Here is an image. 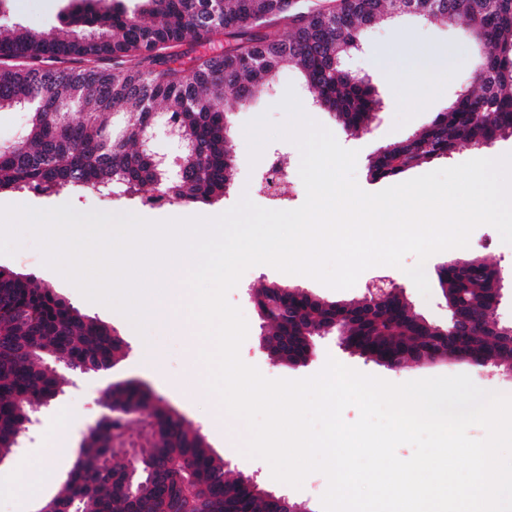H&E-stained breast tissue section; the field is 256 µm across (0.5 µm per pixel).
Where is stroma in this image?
I'll list each match as a JSON object with an SVG mask.
<instances>
[{
    "label": "stroma",
    "mask_w": 512,
    "mask_h": 512,
    "mask_svg": "<svg viewBox=\"0 0 512 512\" xmlns=\"http://www.w3.org/2000/svg\"><path fill=\"white\" fill-rule=\"evenodd\" d=\"M69 9L70 0H7L6 6L12 22L47 29L59 26ZM467 39L462 23H431L410 15L384 19L369 28L364 36L362 53L354 55L351 63L360 68L362 77L375 87L382 106L367 129L353 134L346 132L336 122L333 114L312 105L297 68L281 70L271 89L258 93L232 116L228 135L232 144L235 176L223 198L217 202L184 204L169 201L156 204L151 200L155 190L147 186L143 189L145 199L141 202L117 194L104 197L87 191L62 192L51 196L25 191L0 193V205L50 209L68 203L81 212L98 210L111 214L133 213L141 217L152 215L163 220L213 218L232 208L244 195L256 205L267 207L268 201L259 193L257 186L269 163L273 159L282 158L289 163V186L284 195L285 203L288 209L298 208L306 198L299 175L298 148L285 140H271L265 145L258 162L253 164L249 161V147L244 133L247 123L264 114L273 123H283L287 113L282 102L290 90L294 91L303 111L310 118L329 129L342 147L357 151L355 179L359 187L368 193L379 192L389 187L390 182L368 178L369 159L380 148L420 130L434 113L447 107L460 84L470 82L472 54ZM436 55L445 60L444 76L424 77L417 81L410 79L412 67L418 66L422 58ZM467 251L498 263L504 276L512 277V245L503 243L494 227H476L470 234ZM449 256V251L445 250L432 255L424 263L430 285V295L426 298L421 296L412 280L404 275L405 268L414 267L419 262L412 254L404 257L402 267L375 266L365 270L352 288L342 290L329 288L304 275L280 272L268 265L250 267L228 294L229 302L242 310L248 322V335L240 347V358L244 363L257 367L270 379L312 376L324 367L327 358L332 357L350 368L392 383L466 374L484 390L512 395V380L506 378L503 369L490 366L479 368L460 358H440L422 364L411 362L404 368L393 370L344 349L337 344L335 337L326 336L316 339L314 353L307 362L289 365L271 362L259 346L260 320L248 291L269 282L298 286L324 300L348 302L362 298L373 280L384 277L402 285L406 298L418 313L434 323H446L448 311L438 287L437 269ZM0 266L28 274L37 284L51 286L82 313L116 330L127 344L124 356L106 372L80 376L63 368L58 369L57 397L41 408L38 424L30 429L21 448L15 449L14 454L35 459L49 445L64 439L68 442L70 455L58 464L55 484L43 489L40 497L31 501L27 509H20L14 500L1 499L0 512H39L43 502L58 493L61 482L68 476L86 442L90 428L100 420L104 412L99 403L100 398L112 382L128 378L146 384L153 398L160 400L162 406L176 412L185 423L200 429L210 448L224 459L229 469L254 478L268 492L285 494L293 501L303 503L308 512H322L321 497L328 485L323 474H310L299 489L273 480L270 466L265 460L249 458L242 453L241 447L247 437L242 421L228 416L223 424L214 425L215 412L220 402L216 395L207 391L204 383H197L190 392L178 390L177 383L190 366V352L203 345L200 337L178 336L153 324L148 325L146 335H139L123 315L86 300L75 286L44 266L42 254L31 237H24L15 255H0ZM149 343L153 344L160 356V368L156 371L146 368L143 363L145 346ZM63 409L72 414L71 427L65 433L60 432L55 425L56 417Z\"/></svg>",
    "instance_id": "stroma-1"
}]
</instances>
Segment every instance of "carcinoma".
<instances>
[{
    "label": "carcinoma",
    "instance_id": "obj_1",
    "mask_svg": "<svg viewBox=\"0 0 512 512\" xmlns=\"http://www.w3.org/2000/svg\"><path fill=\"white\" fill-rule=\"evenodd\" d=\"M129 13L111 0H73L67 21L34 31L0 21V111L25 108L28 122L11 145H0V192L89 191L136 199L147 184L181 203L224 197L234 176L227 114L244 106L284 68L300 70L313 105L350 132L372 122L379 106L368 81L345 60L361 28L383 19L396 0H339L304 11L299 0H141ZM434 17L463 20L483 48V68L421 131L386 145L368 163L371 180L397 177L461 144L489 146L512 136V0H438ZM291 27L288 37L280 26ZM224 37L222 52L198 47ZM108 59V67L58 68L66 59ZM165 104L167 116L154 112ZM187 144L180 177L168 180L136 145L159 122ZM502 278L487 259L459 258L438 282L448 303L469 321L462 335L414 311L402 289L375 306L359 299L325 301L303 288L271 282L251 291L261 334L274 338L282 363L305 360L315 339L343 330L352 346L378 363L475 356L512 370V333L496 319ZM124 355L114 329L66 303L48 285L0 267V458L8 457L25 421L57 392L55 361L113 364ZM116 405L150 408L141 455L160 469L132 479L110 447L124 424L94 427L87 448L48 512H269V493L233 474L205 436L143 390L109 388Z\"/></svg>",
    "mask_w": 512,
    "mask_h": 512
}]
</instances>
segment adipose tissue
Returning a JSON list of instances; mask_svg holds the SVG:
<instances>
[{"mask_svg":"<svg viewBox=\"0 0 512 512\" xmlns=\"http://www.w3.org/2000/svg\"><path fill=\"white\" fill-rule=\"evenodd\" d=\"M67 451L65 443L49 448L40 458L16 459L11 469L0 475V498L10 497L27 505L56 479L55 461Z\"/></svg>","mask_w":512,"mask_h":512,"instance_id":"ef3b65f1","label":"adipose tissue"}]
</instances>
